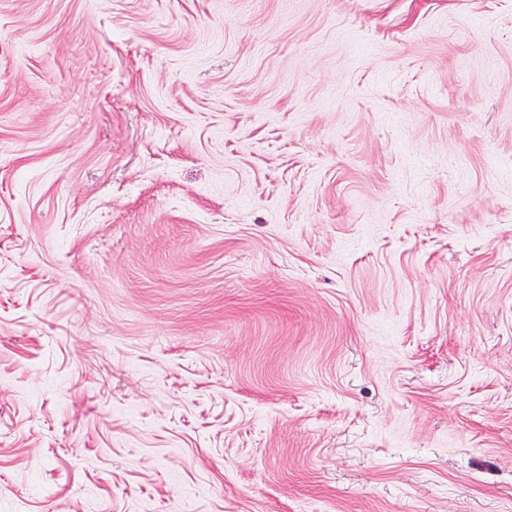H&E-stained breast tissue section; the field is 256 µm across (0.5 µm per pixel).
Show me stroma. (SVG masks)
<instances>
[{"mask_svg":"<svg viewBox=\"0 0 512 512\" xmlns=\"http://www.w3.org/2000/svg\"><path fill=\"white\" fill-rule=\"evenodd\" d=\"M0 512H512V0H0Z\"/></svg>","mask_w":512,"mask_h":512,"instance_id":"1","label":"stroma"}]
</instances>
